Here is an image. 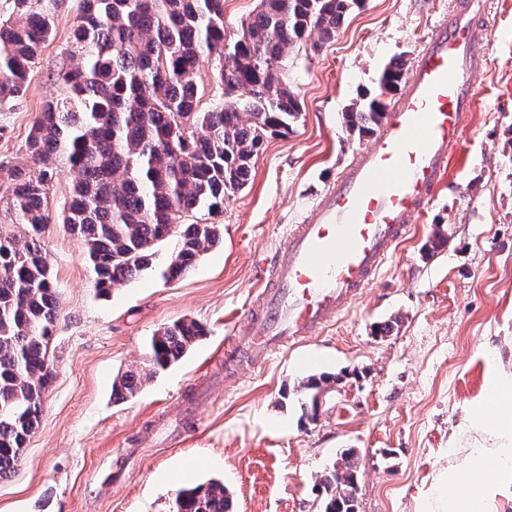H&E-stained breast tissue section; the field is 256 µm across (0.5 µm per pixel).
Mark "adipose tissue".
<instances>
[{"label":"adipose tissue","instance_id":"1","mask_svg":"<svg viewBox=\"0 0 512 512\" xmlns=\"http://www.w3.org/2000/svg\"><path fill=\"white\" fill-rule=\"evenodd\" d=\"M463 428L474 439L460 465L435 478L416 512H495L512 495V369L487 360L484 392L469 404Z\"/></svg>","mask_w":512,"mask_h":512}]
</instances>
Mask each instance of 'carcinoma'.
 Wrapping results in <instances>:
<instances>
[{
	"mask_svg": "<svg viewBox=\"0 0 512 512\" xmlns=\"http://www.w3.org/2000/svg\"><path fill=\"white\" fill-rule=\"evenodd\" d=\"M358 0H258L230 31L224 0H82L67 47L76 65L61 69L64 93L34 121L26 153L36 175L0 158L17 232L0 229V476L16 468L36 430L54 377L49 355L59 293L43 236L67 226L84 244L97 296L158 263V246L175 245L163 277L175 280L218 244L224 200L247 185L267 138L285 135L301 116L286 75L288 53L317 36L331 41ZM14 20L0 22V102L17 99L42 47L53 37L50 17L32 0H13ZM214 56L223 92L199 108V61ZM404 75L389 63L380 93L345 113L349 135L374 133L385 115L383 96ZM70 178L58 218L48 190L61 169ZM204 336L182 319L157 329L143 365L115 378L112 396L125 401L143 383L179 361ZM334 380L312 375L297 392L311 399ZM320 478L323 512H357L354 452ZM176 512H232L224 482L179 490Z\"/></svg>",
	"mask_w": 512,
	"mask_h": 512,
	"instance_id": "cac0c4a2",
	"label": "carcinoma"
}]
</instances>
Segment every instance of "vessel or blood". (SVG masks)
I'll list each match as a JSON object with an SVG mask.
<instances>
[{"label":"vessel or blood","instance_id":"obj_1","mask_svg":"<svg viewBox=\"0 0 512 512\" xmlns=\"http://www.w3.org/2000/svg\"><path fill=\"white\" fill-rule=\"evenodd\" d=\"M485 6L460 0L436 20L371 147L291 228L246 332L224 345L225 367L259 366L270 352L326 327L423 222L473 107L471 76L488 62L471 22Z\"/></svg>","mask_w":512,"mask_h":512}]
</instances>
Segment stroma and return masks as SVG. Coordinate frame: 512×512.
<instances>
[{
    "label": "stroma",
    "instance_id": "stroma-1",
    "mask_svg": "<svg viewBox=\"0 0 512 512\" xmlns=\"http://www.w3.org/2000/svg\"><path fill=\"white\" fill-rule=\"evenodd\" d=\"M488 68L449 178L374 282L319 334L258 369L224 373V342L246 328L285 245L330 182L368 149L342 114L391 61L412 63L452 0H361L317 52L293 49L288 78L302 115L269 138L247 186L227 199L222 241L175 281L146 273L95 297L81 240L51 223L45 249L60 293L55 376L17 468L0 479V512H172L177 489L223 480L237 512H321L319 479L344 449L358 461V512H415L441 470L458 464L464 409L479 398L488 352L512 368V0H487ZM54 36L18 100L0 105V155L25 161V138L62 87L60 68L81 0H34ZM444 243L435 255L426 244ZM205 334L125 401L117 374L139 367L164 324ZM315 365L299 369L297 358ZM332 373L316 417L298 384ZM201 400L178 420L181 400ZM171 417L174 437L149 439Z\"/></svg>",
    "mask_w": 512,
    "mask_h": 512
}]
</instances>
